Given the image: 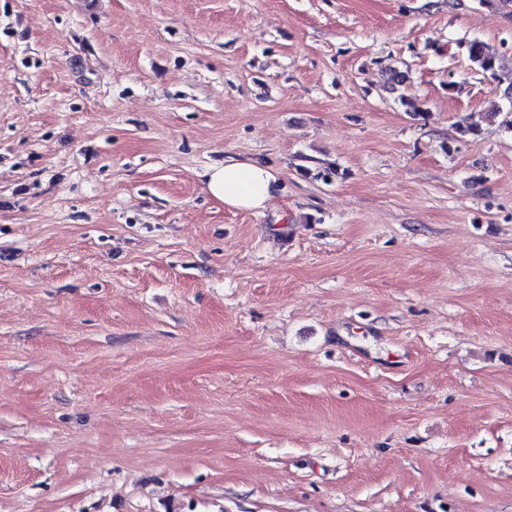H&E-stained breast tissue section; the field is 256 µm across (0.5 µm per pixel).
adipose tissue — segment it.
<instances>
[{
  "instance_id": "adipose-tissue-1",
  "label": "adipose tissue",
  "mask_w": 512,
  "mask_h": 512,
  "mask_svg": "<svg viewBox=\"0 0 512 512\" xmlns=\"http://www.w3.org/2000/svg\"><path fill=\"white\" fill-rule=\"evenodd\" d=\"M206 189L224 205L251 211L267 208L276 193L271 168L260 160L225 159L203 173Z\"/></svg>"
}]
</instances>
